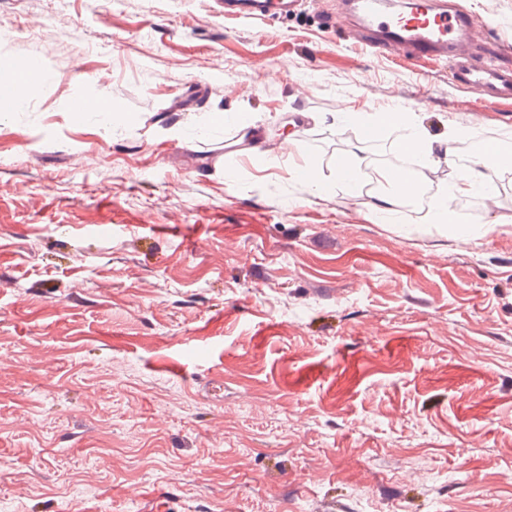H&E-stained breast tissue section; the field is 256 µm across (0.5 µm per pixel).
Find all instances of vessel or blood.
<instances>
[{"label": "vessel or blood", "mask_w": 512, "mask_h": 512, "mask_svg": "<svg viewBox=\"0 0 512 512\" xmlns=\"http://www.w3.org/2000/svg\"><path fill=\"white\" fill-rule=\"evenodd\" d=\"M303 0H224L228 14L285 16ZM340 22L375 47L420 60L448 58L457 84L497 99L512 98V72L480 62L473 47L480 31L455 0H412L408 12L393 0H345Z\"/></svg>", "instance_id": "vessel-or-blood-1"}]
</instances>
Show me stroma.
I'll list each match as a JSON object with an SVG mask.
<instances>
[{
	"label": "stroma",
	"instance_id": "obj_1",
	"mask_svg": "<svg viewBox=\"0 0 512 512\" xmlns=\"http://www.w3.org/2000/svg\"><path fill=\"white\" fill-rule=\"evenodd\" d=\"M458 2L512 70V0ZM337 11L0 0L43 70L0 116V512H512V182L443 225L333 175L399 151L355 113L512 149V100Z\"/></svg>",
	"mask_w": 512,
	"mask_h": 512
}]
</instances>
